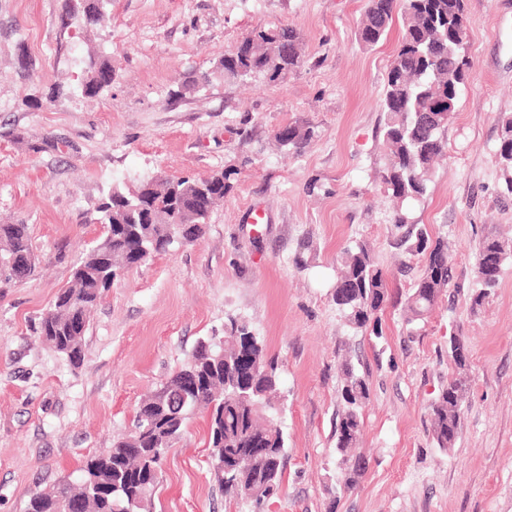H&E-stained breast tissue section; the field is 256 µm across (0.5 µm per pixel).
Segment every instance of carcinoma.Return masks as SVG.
Instances as JSON below:
<instances>
[{
	"instance_id": "carcinoma-1",
	"label": "carcinoma",
	"mask_w": 512,
	"mask_h": 512,
	"mask_svg": "<svg viewBox=\"0 0 512 512\" xmlns=\"http://www.w3.org/2000/svg\"><path fill=\"white\" fill-rule=\"evenodd\" d=\"M112 0H76L70 16L88 27L108 20ZM402 10L404 32L387 72L380 133L386 149L380 178L398 203L422 198L431 165L447 147L444 131L448 82L465 79L460 56L466 35L464 0H368L359 40L372 47L387 35L393 14ZM301 38L289 26L260 29L224 54V79L244 81L267 75L275 79L299 67ZM112 79V61H90L83 95L101 92L99 79ZM313 130L291 123L275 132L285 150L299 151ZM498 160L506 189L512 192V115L502 119ZM220 171L207 179L152 178L131 187H115L98 207L106 225L102 237L78 260L72 284L61 289L42 314L39 331L45 343L72 366L83 359V337L91 315L115 272L137 266L142 247L155 245L160 254L199 239L214 203L230 188ZM210 184L197 197V187ZM425 254L421 276L405 298L406 321L428 316L447 293L451 281L448 240L430 239L421 231L413 245ZM512 259V244L488 235L476 250L473 295L479 306L497 288L504 262ZM27 224H0V288L27 280L37 271ZM391 296L385 273L370 250L357 244L344 251V263L333 291V302L355 332L365 330L385 309ZM449 354L456 374L431 404L432 437L446 452L456 441L467 384L468 350L452 338ZM278 384V367L249 326L235 318L224 324V341L199 342L191 357L158 384L139 404L133 431L112 448L88 457L79 483L61 478L51 489L34 493L26 512H149L160 482V465L182 436L196 412L208 411L209 464L219 488L229 495L262 503L279 488L286 439L278 421L258 422L259 411L271 405ZM369 397L364 375L343 364L342 413L336 417V452L351 459L363 428V407Z\"/></svg>"
}]
</instances>
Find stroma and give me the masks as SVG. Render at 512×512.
Returning a JSON list of instances; mask_svg holds the SVG:
<instances>
[{
    "instance_id": "35a3bbf8",
    "label": "stroma",
    "mask_w": 512,
    "mask_h": 512,
    "mask_svg": "<svg viewBox=\"0 0 512 512\" xmlns=\"http://www.w3.org/2000/svg\"><path fill=\"white\" fill-rule=\"evenodd\" d=\"M68 0H0V224H25L36 276L0 290V512H25L33 492L129 434L141 398L200 340L245 320L278 363L287 447L277 493L256 506L225 495L210 473L206 414L162 463L151 512H512V259L480 307L475 253L491 232L512 236L497 149L512 113V0H465L470 66L426 195L404 206L384 191L380 135L388 67L403 34L358 38L366 0H112L84 28ZM289 25L301 65L276 79L233 82L214 69L252 30ZM112 58V86L83 97L91 57ZM212 79L179 94L188 73ZM58 83L68 96L49 101ZM299 121L301 152L273 135ZM232 188L203 236L150 257L106 289L72 367L39 336V321L103 234L96 208L112 186L162 175ZM268 214L248 221L249 209ZM448 240L453 279L431 315L407 323L401 302L420 276L418 230ZM310 241L306 270L294 262ZM367 244L393 304L353 332L332 299L345 248ZM469 351L455 445L436 448L430 404L455 366L450 337ZM370 389L357 450L364 472L344 489L336 456L341 365Z\"/></svg>"
}]
</instances>
